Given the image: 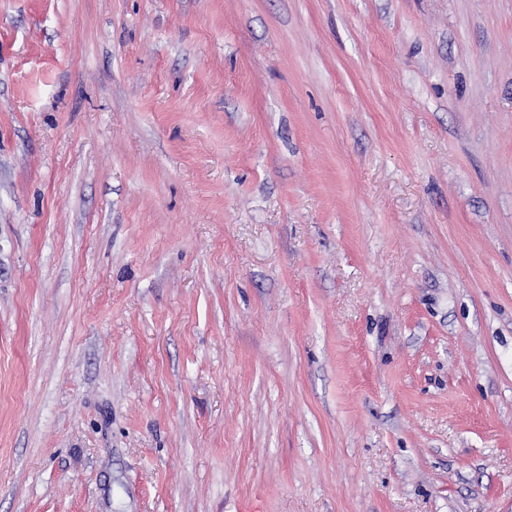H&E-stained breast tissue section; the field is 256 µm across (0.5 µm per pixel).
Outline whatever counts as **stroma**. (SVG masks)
<instances>
[{
	"mask_svg": "<svg viewBox=\"0 0 512 512\" xmlns=\"http://www.w3.org/2000/svg\"><path fill=\"white\" fill-rule=\"evenodd\" d=\"M0 512H512V0H0Z\"/></svg>",
	"mask_w": 512,
	"mask_h": 512,
	"instance_id": "35a3bbf8",
	"label": "stroma"
}]
</instances>
